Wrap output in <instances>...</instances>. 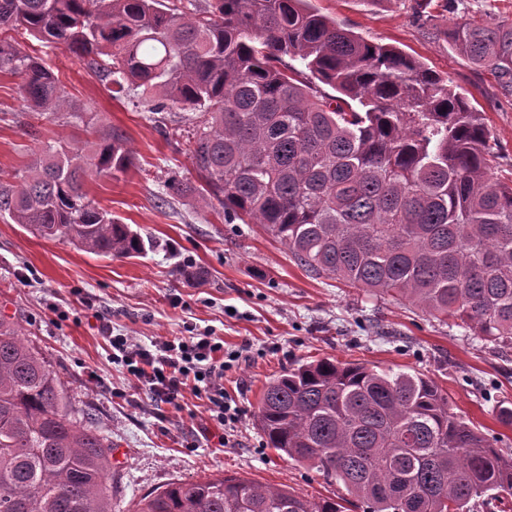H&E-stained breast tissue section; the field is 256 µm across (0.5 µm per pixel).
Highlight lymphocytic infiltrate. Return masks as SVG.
Instances as JSON below:
<instances>
[{
  "label": "lymphocytic infiltrate",
  "mask_w": 512,
  "mask_h": 512,
  "mask_svg": "<svg viewBox=\"0 0 512 512\" xmlns=\"http://www.w3.org/2000/svg\"><path fill=\"white\" fill-rule=\"evenodd\" d=\"M110 344L113 359L125 363L153 400L175 404L188 387L207 399L219 425L232 428L239 422V408L224 394V373L238 365L242 351L225 352L223 340L208 334L159 339L149 347L128 336H114Z\"/></svg>",
  "instance_id": "obj_1"
}]
</instances>
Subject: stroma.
I'll return each instance as SVG.
<instances>
[{"label": "stroma", "mask_w": 512, "mask_h": 512, "mask_svg": "<svg viewBox=\"0 0 512 512\" xmlns=\"http://www.w3.org/2000/svg\"><path fill=\"white\" fill-rule=\"evenodd\" d=\"M366 40L396 46L447 77L482 112L492 133L490 172L512 177V90L472 65L445 36L455 23H512V0H308ZM59 76L65 114L23 107L19 79L0 74V181L14 182L45 143L68 148L123 131L132 167L89 176L88 197L153 242L146 255L101 257L66 238L35 236L0 215V314L13 318L64 383L75 412L93 414L112 441L118 484L114 512H133L146 493L176 481L240 475L308 497L338 498L343 487L267 448L254 413L269 381L300 361L356 360L420 373L448 392L453 410L498 447L512 427L497 419L512 403V349L501 352L467 329L407 303L346 286L298 266L257 224H228L216 200L197 193L161 198L170 177L199 180L187 135L173 113L152 114L114 99L64 46L40 49ZM143 345L213 331L225 351L248 358L224 378L242 410L225 446L213 437L206 399L185 392L180 407L158 404L125 366L112 362L100 324Z\"/></svg>", "instance_id": "stroma-1"}]
</instances>
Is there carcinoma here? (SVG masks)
<instances>
[{"label":"carcinoma","instance_id":"cac0c4a2","mask_svg":"<svg viewBox=\"0 0 512 512\" xmlns=\"http://www.w3.org/2000/svg\"><path fill=\"white\" fill-rule=\"evenodd\" d=\"M307 0H0V73L29 108L65 110L61 81L26 32L65 45L100 81L142 89L150 112L201 115L191 150L224 220L259 224L309 272L405 300L499 350L512 348V182L488 171L491 135L468 98L418 58L369 43ZM448 37L512 87V25L461 22ZM288 56L299 66L286 64ZM332 87L329 96L313 80ZM124 134L52 145L0 214L104 257L151 247L88 199L83 180L126 172ZM266 447L344 487L308 499L232 475L177 480L135 512H474L512 508V452L450 411L420 373L325 358L268 383ZM112 440L78 419L60 378L0 317V512H112Z\"/></svg>","mask_w":512,"mask_h":512}]
</instances>
